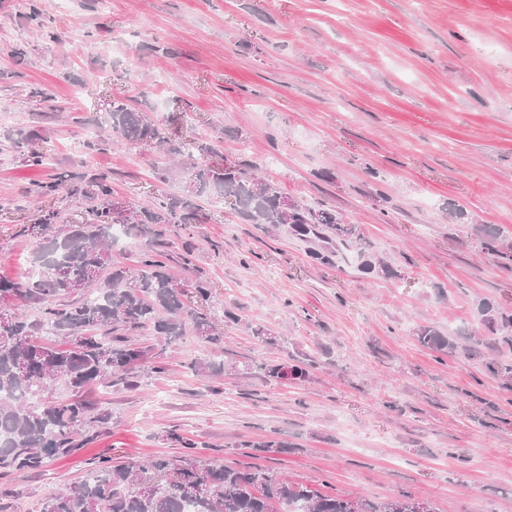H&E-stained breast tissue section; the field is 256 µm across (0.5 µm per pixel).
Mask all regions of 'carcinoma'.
Returning <instances> with one entry per match:
<instances>
[{"label": "carcinoma", "instance_id": "cac0c4a2", "mask_svg": "<svg viewBox=\"0 0 512 512\" xmlns=\"http://www.w3.org/2000/svg\"><path fill=\"white\" fill-rule=\"evenodd\" d=\"M112 138L127 145L155 144L167 160L157 166L159 181L170 178L168 158L186 154L187 144L174 143L147 113L123 99L112 101L109 112ZM35 134L20 132L14 147L26 149L27 161L41 166L45 153L35 148ZM185 195L155 197L152 205L137 208L115 200L109 178L87 172H62L36 184L38 197H66L84 209L81 224L59 223L50 211L23 232L37 233L31 271L16 279L0 277V299L18 298L38 310L35 319L16 307L11 322L0 328V469L37 471L47 460L74 453L95 437L93 428L108 423V413L87 399L93 388L107 382H128L150 348L134 336L151 328L169 343L191 325L196 335L216 343L219 333L207 314L188 304L185 284L174 276L173 257L162 246L170 224H193L196 199L206 196L231 200L230 207L249 224L290 226L309 239L331 229L351 237L355 228L340 222L336 212L299 204L280 207L284 194L271 180L235 165L193 163L188 167ZM146 236L137 256V273L112 259V227ZM202 302L213 298L210 282L199 276L191 284ZM482 324L499 332L512 349V314L488 301L478 305ZM63 337L72 347L43 340ZM424 347L451 354L455 344L432 326L416 333ZM65 385L68 398H52ZM185 449L177 466L164 457L144 462L112 463L102 458L84 477L50 493L41 512H411L415 500L399 495L386 501L349 494H327L260 468L199 465L193 455L197 443L172 433Z\"/></svg>", "mask_w": 512, "mask_h": 512}]
</instances>
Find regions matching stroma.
Instances as JSON below:
<instances>
[{
    "instance_id": "1",
    "label": "stroma",
    "mask_w": 512,
    "mask_h": 512,
    "mask_svg": "<svg viewBox=\"0 0 512 512\" xmlns=\"http://www.w3.org/2000/svg\"><path fill=\"white\" fill-rule=\"evenodd\" d=\"M33 2L51 37L30 21ZM119 97L172 139L203 144L194 161L259 172L359 237L303 241L199 198L200 221L167 240L193 251L175 269L182 282L211 281L220 341L187 332L167 344L163 373L145 364L134 385L95 388L110 416L100 436L38 471H0V504L39 512L104 456L178 460L175 432L200 460L323 492L512 512V379L494 373L503 345L476 312L482 299L512 311V265L479 233L496 228L512 254V0H0V104L15 116L0 125L1 276L29 267L22 228L44 209L83 218L65 194H33L47 175L101 173L140 206L182 195L185 173L158 181L155 148L108 140ZM28 130L47 166L13 148ZM367 255L394 276L363 272ZM428 325L460 351L421 346ZM194 359L224 370L200 377ZM267 364L303 375L278 381Z\"/></svg>"
}]
</instances>
